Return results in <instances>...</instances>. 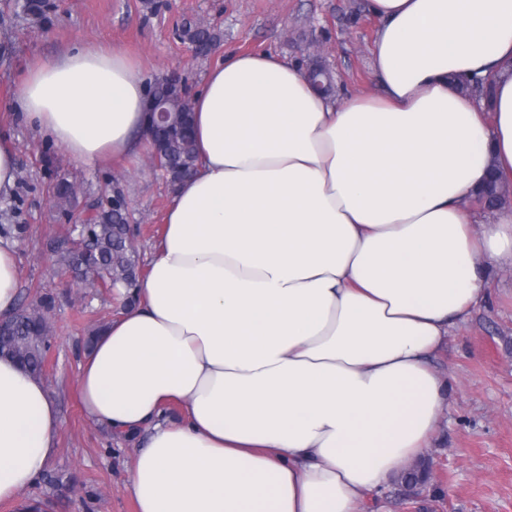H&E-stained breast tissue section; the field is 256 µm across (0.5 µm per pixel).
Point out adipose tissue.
Segmentation results:
<instances>
[{"label":"adipose tissue","mask_w":512,"mask_h":512,"mask_svg":"<svg viewBox=\"0 0 512 512\" xmlns=\"http://www.w3.org/2000/svg\"><path fill=\"white\" fill-rule=\"evenodd\" d=\"M381 92L337 102L266 52L225 56L194 97L197 168L146 274L80 366L88 420L145 434L136 512H360L439 430L430 363L512 266V210L477 222L487 168L512 184V0H366ZM489 77L488 112L449 74ZM142 70L115 45L33 62L10 107L85 164L129 152ZM0 238V317L18 304ZM179 405V422L167 412ZM47 385L0 357V500L56 452Z\"/></svg>","instance_id":"adipose-tissue-1"}]
</instances>
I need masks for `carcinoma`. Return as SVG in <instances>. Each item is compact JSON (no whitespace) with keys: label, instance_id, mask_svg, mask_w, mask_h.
<instances>
[{"label":"carcinoma","instance_id":"1","mask_svg":"<svg viewBox=\"0 0 512 512\" xmlns=\"http://www.w3.org/2000/svg\"><path fill=\"white\" fill-rule=\"evenodd\" d=\"M464 91L476 92L489 97L493 93V82L485 79L475 83L459 81ZM159 152V161L167 176L177 177L182 171L194 169L195 146L190 135H166L165 141L153 143ZM53 195L62 211L70 210L76 195L74 184L66 174L60 173L53 186ZM480 195L492 199L491 207L506 203L507 195L496 181L487 178ZM88 238L87 250L81 252L67 246L62 238L53 247L60 263L66 270L80 273L93 288H114L120 283L129 287L140 277L136 252L129 248L127 240L131 227L125 223L124 214L110 207L99 208L83 228ZM54 297L44 294L32 307L21 306L11 317L7 327L0 329V356L16 359L31 374L42 377L46 370L48 352L52 347V333L48 313L54 308ZM419 476L402 473L399 481L408 494H417L425 485L426 468L417 467Z\"/></svg>","mask_w":512,"mask_h":512}]
</instances>
